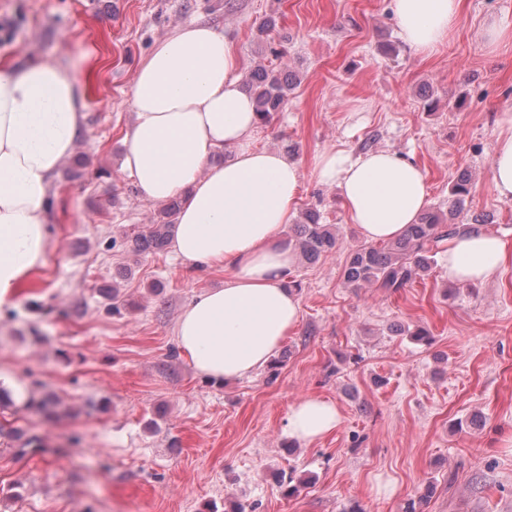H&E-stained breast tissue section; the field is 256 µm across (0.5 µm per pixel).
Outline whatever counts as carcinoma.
Wrapping results in <instances>:
<instances>
[{"mask_svg":"<svg viewBox=\"0 0 512 512\" xmlns=\"http://www.w3.org/2000/svg\"><path fill=\"white\" fill-rule=\"evenodd\" d=\"M291 86L292 76L286 67L259 66L251 72L246 89L254 98L259 124L271 123L274 114L282 108ZM472 187V178L466 172L449 185L448 219H443L435 211L425 210L416 223L407 226L402 236L378 245L366 243L351 249L343 269L346 287H373L395 292L427 272L447 240L471 230L470 225L458 224L456 219L467 211ZM178 209L179 201H169L160 212V221L135 236L133 250L136 254L149 255L167 245ZM339 245L340 238L334 225L320 223L315 212H306L302 223L291 225L288 246L305 261H315ZM0 437L18 442L16 454L20 457L31 450L43 448L38 435L8 421L0 423Z\"/></svg>","mask_w":512,"mask_h":512,"instance_id":"obj_1","label":"carcinoma"}]
</instances>
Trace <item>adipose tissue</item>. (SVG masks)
I'll return each mask as SVG.
<instances>
[{"label":"adipose tissue","mask_w":512,"mask_h":512,"mask_svg":"<svg viewBox=\"0 0 512 512\" xmlns=\"http://www.w3.org/2000/svg\"><path fill=\"white\" fill-rule=\"evenodd\" d=\"M403 40L421 53L444 42L463 0H393ZM233 43L206 25H183L158 42L129 88L133 123L122 167L140 196L183 203L170 241L192 270L223 268L222 287L194 295L174 327L193 369L236 380L265 367L297 325L300 302L285 284L292 253L278 244L294 219L298 164L254 145L258 117L243 91ZM86 118V89L49 58L0 65V312L43 266L53 238L50 199ZM491 181L512 199V110L498 117ZM314 171L336 185L351 223L368 241L398 237L424 210L421 169L389 150L320 154ZM448 280L488 279L512 261V242L474 231L448 242ZM334 402L306 398L288 416L290 437L311 443L335 430Z\"/></svg>","instance_id":"obj_1"}]
</instances>
